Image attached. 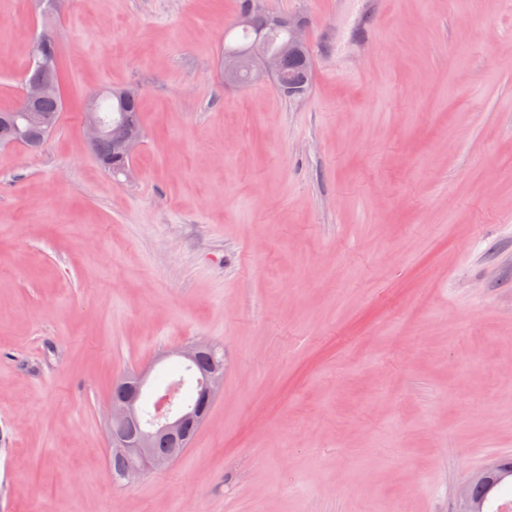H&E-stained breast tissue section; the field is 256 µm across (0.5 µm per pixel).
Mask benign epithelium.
<instances>
[{"mask_svg": "<svg viewBox=\"0 0 512 512\" xmlns=\"http://www.w3.org/2000/svg\"><path fill=\"white\" fill-rule=\"evenodd\" d=\"M268 24L272 26H288V44L280 52H270L265 41L258 39L244 51H224V81L240 84L244 81L252 84L279 74L282 57L285 55L300 56L305 53L308 42L305 37V24L301 20L282 19L278 16H268ZM56 93L51 84H28L21 92V105L26 109V119L29 125L41 127L45 124L42 114L32 111L35 102L45 96ZM85 127L90 146H95L105 137L112 138V147L120 155L133 158L140 147V137L133 134L126 122L120 121L115 126L107 127L89 112ZM207 347L204 342H193L174 349L166 356H175L185 361H193L198 351ZM128 389L119 401L107 402V413L110 424V438L112 455L120 457L130 464L135 472H153L169 467L176 461L188 447L187 435L184 426L188 422L202 423L206 411L211 403L222 392L224 375L206 374L200 381L198 401L193 405L175 406L165 412L159 413L158 421L152 426H146L135 440L128 439L125 427L142 415V393L146 385L147 376L138 372L125 378ZM163 434L172 443L164 455L154 452L153 440L155 436Z\"/></svg>", "mask_w": 512, "mask_h": 512, "instance_id": "7a95c632", "label": "benign epithelium"}]
</instances>
